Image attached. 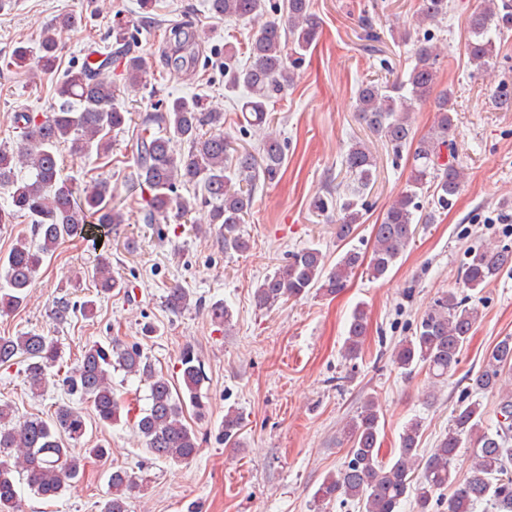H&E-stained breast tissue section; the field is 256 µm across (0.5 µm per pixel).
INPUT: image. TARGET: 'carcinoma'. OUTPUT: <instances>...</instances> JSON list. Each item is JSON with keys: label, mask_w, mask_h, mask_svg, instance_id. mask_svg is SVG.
Returning a JSON list of instances; mask_svg holds the SVG:
<instances>
[{"label": "carcinoma", "mask_w": 512, "mask_h": 512, "mask_svg": "<svg viewBox=\"0 0 512 512\" xmlns=\"http://www.w3.org/2000/svg\"><path fill=\"white\" fill-rule=\"evenodd\" d=\"M210 10L228 20L253 25L250 36V62L238 64L236 47L224 44V88L247 96L240 100V111L247 113L249 126L265 131L258 153L237 149L224 135V114L207 112L196 97L171 98L161 112L146 117L137 137V177L149 191L144 221L153 224L171 211L179 216L191 214L197 197L176 194L181 185H200L216 202L208 224L217 228L224 252H244L248 241L240 233L254 202L258 180L275 182L285 160V148L269 131L272 115L267 104L294 82L295 70L317 40L320 20L311 11L310 0H288V14L270 16L269 0H209ZM451 0H420L413 30L423 32L417 40L414 64L394 79L370 81L357 92V118L370 131L384 137L399 153L414 137L412 112L415 104L429 98L437 82L441 51L429 26L448 18ZM79 20L62 13L46 25L37 51L16 47L9 64L18 69L35 64L45 73L58 67L62 52L61 33L75 30ZM466 54L479 71H486L496 57V39L512 29V6L498 0H481L467 19ZM411 30V31H413ZM403 29L399 40L410 38ZM112 60L119 62L120 82L112 73L89 63L67 69L55 86L57 103L52 111L38 116L22 113L27 131L19 146L0 147V187L9 191L10 203L0 206V224H10L18 213L28 215L33 224V239L20 238L9 252L0 256L4 283L0 284V313L18 309L28 298L36 273L44 259L62 241L78 234L84 224H123L124 208L112 202V188L94 180L83 188L61 176L60 147L69 145V154L102 157L111 149L107 135L122 127L126 112L113 100L124 90L140 93L147 83L146 60L131 52L133 35L126 24L112 25ZM172 53L169 65L182 70L185 60L195 61L198 34L189 25L170 29ZM453 90L437 95L433 101L434 124L422 136L412 154L407 189L387 209L382 221L373 225L374 246L369 261L355 248L344 251L336 265L326 269L325 255L318 248L306 247L289 257L255 289L256 305L270 309L280 300L305 296L311 292L330 296L341 292L350 275L364 266L371 278L385 277L410 245L417 225L432 224L435 213H420L419 194L432 191L435 208L451 207L463 187L464 170L454 158L450 139L454 118ZM162 126L166 133L153 131ZM188 145L181 153L174 143ZM345 171L357 183L354 197L345 199L336 210V239L345 245L356 226L363 223V205L357 196L370 184L375 157L361 141L350 145L344 155ZM512 271V251L483 245L468 252L460 280L462 290H450L438 297L417 321L411 336L393 351V363L405 375L422 366L431 378V387L453 376L461 363L477 323V311L468 305L464 291L486 287L502 272ZM95 279L100 293L109 294L125 287L112 274L109 257L95 263ZM191 294L182 287L171 288L166 305L180 312L190 305ZM95 301H84L78 310L93 313ZM60 302L53 317L63 321L77 310ZM207 316L219 326L231 323L232 313L222 301L206 307ZM368 317L357 306L350 317L342 358L361 355L367 336ZM61 358L57 341L42 333L0 336V365L26 362L29 389L34 395L45 392L50 369ZM183 386L156 371L136 344L116 341L93 344L83 351L77 365L62 380L67 393L90 403L95 423L107 427L120 420L122 404L112 387L111 369L119 368L139 378L147 386V405L134 415L133 427L148 453L157 460L188 463L200 451L196 431L186 423L185 412L192 408L202 417L206 395L202 360L188 344L179 354ZM466 386L454 410L452 424L425 457L420 456L422 421L410 419L399 436L398 455L389 462L380 459L382 448L380 411L374 398L366 399L359 411L341 429L348 445L345 461L336 473L324 478L314 494L321 510L339 499L359 504L362 512H399L402 502L412 498L417 512H434L447 504L444 512H473L474 506L488 502L493 512H512V336H504L485 354L478 371L466 375ZM496 392L500 399L495 426L485 424V412L476 396ZM241 426L240 414L230 409L224 414V442L234 444ZM86 414L80 407L62 404L51 417L20 418L16 407L0 399V512H21L18 484L24 482L34 494L56 497L83 472L82 457L73 445L86 434ZM471 449L470 475L457 478L459 449ZM109 492L100 512H128L129 499L139 489L136 477L116 469L108 477ZM452 488L448 500L436 496Z\"/></svg>", "instance_id": "obj_1"}]
</instances>
